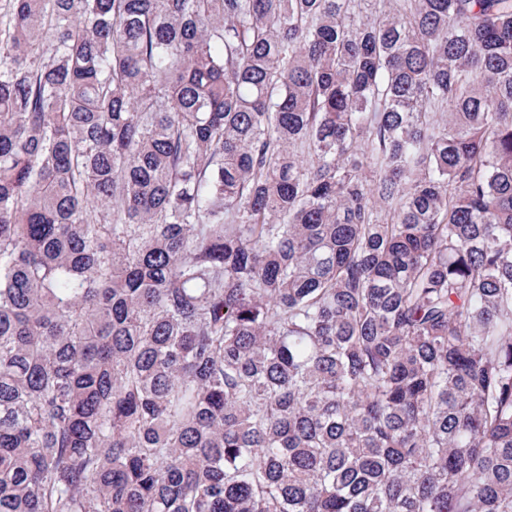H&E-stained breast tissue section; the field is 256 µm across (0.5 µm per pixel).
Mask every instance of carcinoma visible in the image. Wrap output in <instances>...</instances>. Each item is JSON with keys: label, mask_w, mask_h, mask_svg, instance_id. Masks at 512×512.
Wrapping results in <instances>:
<instances>
[{"label": "carcinoma", "mask_w": 512, "mask_h": 512, "mask_svg": "<svg viewBox=\"0 0 512 512\" xmlns=\"http://www.w3.org/2000/svg\"><path fill=\"white\" fill-rule=\"evenodd\" d=\"M0 512H512V0H3Z\"/></svg>", "instance_id": "1"}]
</instances>
